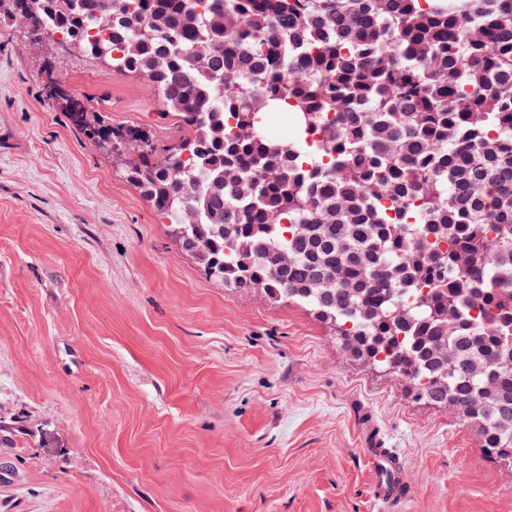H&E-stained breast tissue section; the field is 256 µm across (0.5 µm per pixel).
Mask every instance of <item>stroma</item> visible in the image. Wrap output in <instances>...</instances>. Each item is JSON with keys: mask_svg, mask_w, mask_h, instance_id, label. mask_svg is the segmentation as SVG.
<instances>
[{"mask_svg": "<svg viewBox=\"0 0 512 512\" xmlns=\"http://www.w3.org/2000/svg\"><path fill=\"white\" fill-rule=\"evenodd\" d=\"M50 77L176 138L146 79L34 42L0 0V512H512L474 424L307 306L210 280ZM375 441L400 500L373 496Z\"/></svg>", "mask_w": 512, "mask_h": 512, "instance_id": "1", "label": "stroma"}]
</instances>
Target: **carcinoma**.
Returning a JSON list of instances; mask_svg holds the SVG:
<instances>
[{
    "instance_id": "1",
    "label": "carcinoma",
    "mask_w": 512,
    "mask_h": 512,
    "mask_svg": "<svg viewBox=\"0 0 512 512\" xmlns=\"http://www.w3.org/2000/svg\"><path fill=\"white\" fill-rule=\"evenodd\" d=\"M13 2L91 60L94 24L112 73L155 88L180 133L166 148L101 120L103 96L61 100L95 143L144 140L127 180L168 217L194 209L179 242L209 278L306 305L379 368L416 364L414 397L457 404L512 467V0ZM446 342L447 383L423 384ZM488 377L497 396L466 408Z\"/></svg>"
}]
</instances>
